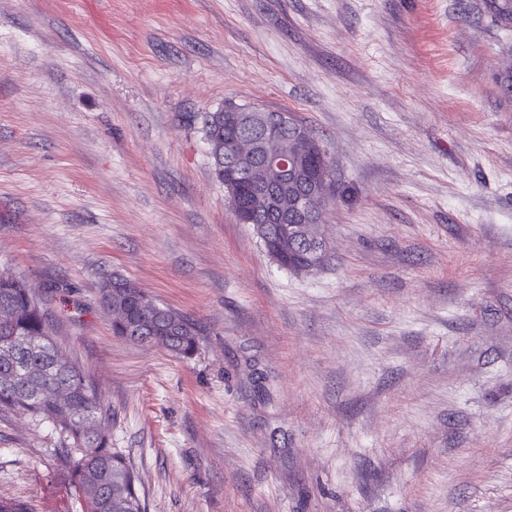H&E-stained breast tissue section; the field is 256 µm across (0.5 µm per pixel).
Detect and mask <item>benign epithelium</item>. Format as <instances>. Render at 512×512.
Instances as JSON below:
<instances>
[{
  "label": "benign epithelium",
  "mask_w": 512,
  "mask_h": 512,
  "mask_svg": "<svg viewBox=\"0 0 512 512\" xmlns=\"http://www.w3.org/2000/svg\"><path fill=\"white\" fill-rule=\"evenodd\" d=\"M245 128L257 130L261 143L280 145L282 149L258 155L246 152L238 147L239 133ZM287 128L289 123L284 114L270 115L259 108L235 103L224 106V176L227 178L226 186L232 189L228 203L241 224H251L253 220L252 211H248L233 192L234 179L240 172L251 175L253 211L268 213L278 224L288 223V208L282 205L281 198L288 193V181L295 176L297 165L288 154V136L284 133ZM334 192L333 179L319 174L295 197V208L303 214L308 230L306 237L312 242L310 253L321 260L328 255V248L326 242L320 241L315 225L324 223Z\"/></svg>",
  "instance_id": "obj_1"
}]
</instances>
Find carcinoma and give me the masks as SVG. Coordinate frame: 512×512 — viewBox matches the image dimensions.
I'll use <instances>...</instances> for the list:
<instances>
[{"mask_svg": "<svg viewBox=\"0 0 512 512\" xmlns=\"http://www.w3.org/2000/svg\"><path fill=\"white\" fill-rule=\"evenodd\" d=\"M496 81L512 93V56L505 57ZM204 125L214 166L224 164V113L208 112ZM305 175L334 161L319 142L297 155ZM265 249L279 254V266L294 273L310 264L296 251L282 248L281 225L266 216L254 220ZM101 289V302L110 313L113 335L141 345H157L190 358L198 350L200 329L195 320L158 306L149 318L142 314L144 296L124 287L128 278L112 274ZM0 413H20L39 428L48 425L57 435L54 448L60 471L74 491L78 512H146L139 478L123 455L112 448V436L102 423L109 418L90 376L58 345L47 303L22 276L0 270Z\"/></svg>", "mask_w": 512, "mask_h": 512, "instance_id": "1", "label": "carcinoma"}]
</instances>
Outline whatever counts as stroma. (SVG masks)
I'll return each instance as SVG.
<instances>
[{"label":"stroma","mask_w":512,"mask_h":512,"mask_svg":"<svg viewBox=\"0 0 512 512\" xmlns=\"http://www.w3.org/2000/svg\"><path fill=\"white\" fill-rule=\"evenodd\" d=\"M512 30L485 0H0V269L53 286L147 512H512ZM287 112L350 200L320 268L237 223L203 116ZM194 319L112 333L111 272ZM0 414V496L75 512Z\"/></svg>","instance_id":"1"}]
</instances>
